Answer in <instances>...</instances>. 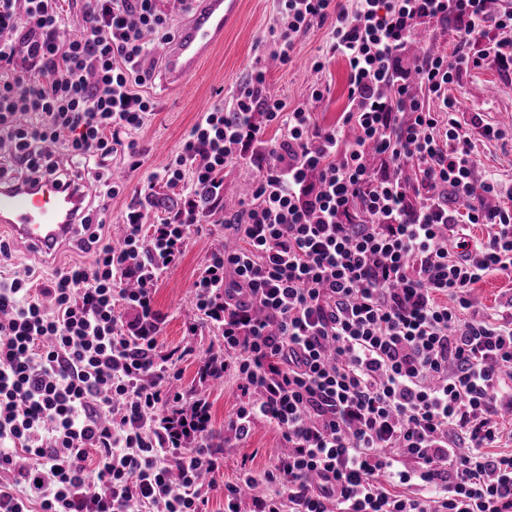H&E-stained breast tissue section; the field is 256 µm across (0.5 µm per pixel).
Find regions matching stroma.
<instances>
[{
	"instance_id": "obj_1",
	"label": "stroma",
	"mask_w": 512,
	"mask_h": 512,
	"mask_svg": "<svg viewBox=\"0 0 512 512\" xmlns=\"http://www.w3.org/2000/svg\"><path fill=\"white\" fill-rule=\"evenodd\" d=\"M239 22L224 34L223 43L203 63L199 73L185 87L169 89L160 76H153L145 88L154 103L142 129L135 131L140 165L131 168L118 164L122 174L120 194L107 203L101 219L107 237H115L123 229L128 206L146 195L169 199L179 204L176 190L159 180L158 174L180 149L183 139L200 121L204 113L230 107L232 93L259 60L268 62L272 50L267 37L275 23V0H241ZM327 32L311 30L297 44L288 65L270 66L269 86L278 96L291 103L311 102L310 88L320 83L327 92L322 101L311 102L314 119L322 126L336 125L346 103L348 67L340 58L329 59L322 74H314L310 63L326 45ZM464 112L481 113L485 120L504 130L502 139L478 143L475 156L478 173L496 174L502 190H512V76L488 69L464 77L460 85L450 90ZM267 161L266 149L260 148L247 159L228 163L222 174L223 187L219 198L207 209L201 226L189 230L182 262L164 271L158 280L155 304L163 314L160 341L168 348L193 346L197 352L222 345L218 329L200 325L197 335L186 332V323L194 312L193 283L201 265L214 250L220 238L235 239L234 231L224 228V200L234 196L239 188L250 183ZM79 242L65 244L53 258L31 252L24 244L12 242L9 259L0 261V276L8 278L14 272L31 268L40 279H48L59 269L75 261H91ZM512 299V279L491 274L476 284L471 292L473 308L479 314L501 311ZM212 407V431L216 445L224 449L222 468L209 478V512H224V486L235 482L241 465L255 470L265 469L281 446L279 434L271 427L257 425L252 435L242 442H225L224 424L233 412L239 392L233 381L212 385L208 390Z\"/></svg>"
}]
</instances>
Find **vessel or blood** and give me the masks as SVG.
<instances>
[{
    "instance_id": "vessel-or-blood-1",
    "label": "vessel or blood",
    "mask_w": 512,
    "mask_h": 512,
    "mask_svg": "<svg viewBox=\"0 0 512 512\" xmlns=\"http://www.w3.org/2000/svg\"><path fill=\"white\" fill-rule=\"evenodd\" d=\"M193 13L181 21L158 50L162 81L178 89L194 77L240 17V0H194ZM96 201L85 183L44 177L32 183L0 176V231L51 256L66 241L82 234L78 219Z\"/></svg>"
}]
</instances>
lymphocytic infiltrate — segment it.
Returning <instances> with one entry per match:
<instances>
[{"mask_svg": "<svg viewBox=\"0 0 512 512\" xmlns=\"http://www.w3.org/2000/svg\"><path fill=\"white\" fill-rule=\"evenodd\" d=\"M490 1L277 0L275 59L325 27L314 71L348 65L336 125L265 95L255 65L164 168L183 194L174 219L130 207L117 248L88 209L91 263L0 280V512H207L223 454L208 397L171 388L192 350L160 345L154 288L204 218L200 192L218 194L225 165L265 143L257 112L280 138L229 219L241 246L211 253L193 283L224 337L197 376L235 381L231 438L264 422L285 451L242 468L224 512L259 484L252 512H512V453L496 450L512 301L480 318L469 298L489 274L512 278V204H495L500 184L476 178L474 160L503 132L449 94L476 70L512 74V0ZM61 2L0 0V157L24 179L93 177L110 199L112 162L136 158L130 133L153 109L144 63L170 22L160 0H84L75 33ZM434 23L451 24L456 51L406 58Z\"/></svg>", "mask_w": 512, "mask_h": 512, "instance_id": "f902f5d3", "label": "lymphocytic infiltrate"}]
</instances>
